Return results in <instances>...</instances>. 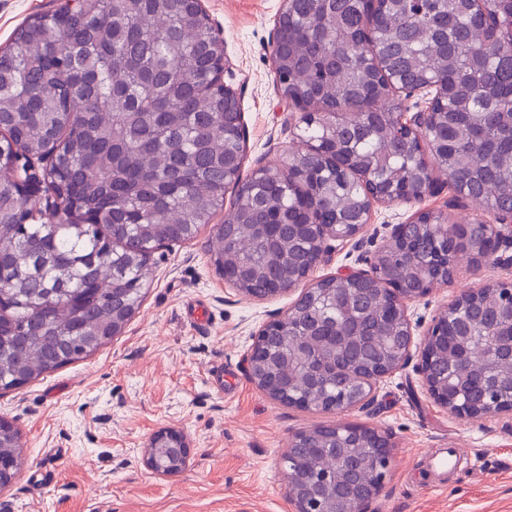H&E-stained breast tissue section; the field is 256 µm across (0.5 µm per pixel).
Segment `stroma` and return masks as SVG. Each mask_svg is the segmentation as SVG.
<instances>
[{"mask_svg": "<svg viewBox=\"0 0 512 512\" xmlns=\"http://www.w3.org/2000/svg\"><path fill=\"white\" fill-rule=\"evenodd\" d=\"M282 0H203L224 41V76L240 96L245 135L241 176L286 165L297 147L271 65L270 42ZM53 0H0V47ZM419 202L376 207L362 252L344 246L337 266L373 257L391 224L432 210L451 224L487 221L476 202L453 204L445 177ZM211 225L193 240L150 257L152 283L140 308L111 343L18 388L0 391V417L21 434L23 465L0 488V512H291L282 456L293 436L336 423L377 426L393 442L391 472L370 512H512V415L457 417L430 398L414 367L380 383L366 409L303 410L281 404L248 378L243 355L259 327L298 297L264 300L225 285L208 253ZM512 281V267L462 259L455 279L409 303L415 341L458 294ZM183 432L190 456L176 475L151 471L145 451L161 429ZM456 446L458 472L443 480L423 453Z\"/></svg>", "mask_w": 512, "mask_h": 512, "instance_id": "obj_1", "label": "stroma"}]
</instances>
